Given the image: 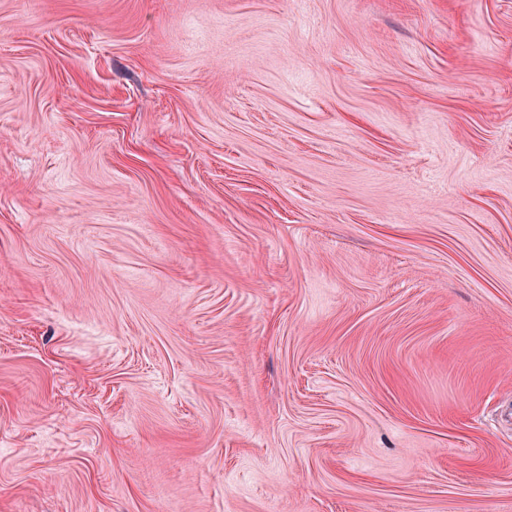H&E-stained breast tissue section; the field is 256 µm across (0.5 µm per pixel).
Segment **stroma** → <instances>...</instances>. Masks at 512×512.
Here are the masks:
<instances>
[{
    "label": "stroma",
    "mask_w": 512,
    "mask_h": 512,
    "mask_svg": "<svg viewBox=\"0 0 512 512\" xmlns=\"http://www.w3.org/2000/svg\"><path fill=\"white\" fill-rule=\"evenodd\" d=\"M512 0H0V512H512Z\"/></svg>",
    "instance_id": "35a3bbf8"
}]
</instances>
